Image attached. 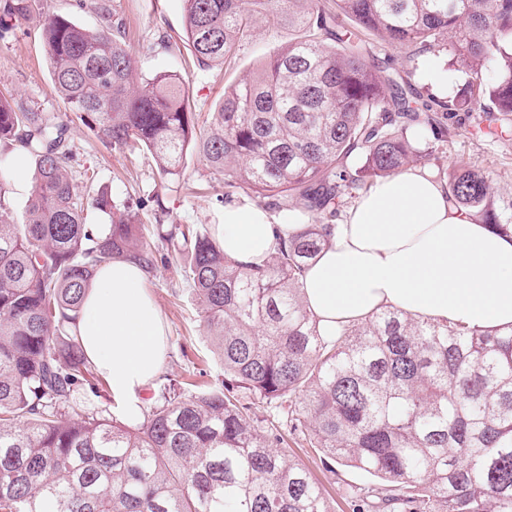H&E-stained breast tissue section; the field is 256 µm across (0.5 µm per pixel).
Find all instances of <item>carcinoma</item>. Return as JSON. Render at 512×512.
Returning <instances> with one entry per match:
<instances>
[{"instance_id":"carcinoma-1","label":"carcinoma","mask_w":512,"mask_h":512,"mask_svg":"<svg viewBox=\"0 0 512 512\" xmlns=\"http://www.w3.org/2000/svg\"><path fill=\"white\" fill-rule=\"evenodd\" d=\"M184 42L206 70L232 58L262 20L301 35L224 88L212 128L196 134L189 86L176 73L134 81L126 28L99 9L91 31L46 17L52 80L69 110L113 146L139 143L160 173L180 176L196 151L224 188L263 207L336 217L347 196L417 166L420 140L458 112L512 115V0H184ZM5 0L0 38L28 12ZM412 55L454 50L466 78L432 102L407 96L370 42ZM35 161L26 221L0 202V512H332L308 469L281 448L303 440L348 485L352 512H512V329H471L390 308L321 335L303 277L324 246L309 224L261 266L226 256L208 227L160 239L190 255L192 284L224 382L163 387L128 425L77 410L94 377L75 329L97 266L156 261L136 214L68 171V126L0 98V141ZM363 163L349 172L355 149ZM449 199L512 237V198L461 165ZM94 207L105 224H87ZM263 404L272 417L259 418Z\"/></svg>"}]
</instances>
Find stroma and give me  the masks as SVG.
<instances>
[{"label":"stroma","instance_id":"obj_1","mask_svg":"<svg viewBox=\"0 0 512 512\" xmlns=\"http://www.w3.org/2000/svg\"><path fill=\"white\" fill-rule=\"evenodd\" d=\"M29 13L13 23V32L0 39V96L25 108L47 112L69 127L73 159L69 164L80 191L104 188L115 204L136 208L145 234L156 226L171 229L186 224H220L224 221V178L215 173L198 154H188L179 180L171 181L159 171L152 155L142 147L115 148L89 129L56 92L51 65L42 39L44 20L49 14L70 17L81 26L99 27L97 12L86 0H29ZM125 23L126 44L137 77L149 78L162 71L178 72L190 85V104L198 118L197 134L209 130L211 114L232 81L248 78L259 61L269 58L289 39L287 29L258 26L243 41L230 64L209 70L194 67L187 49H168L163 36H178L184 29L182 0H111ZM380 64L408 81L422 100L434 93L421 73L426 57L409 59L406 51L378 44ZM449 135L430 140V156L422 168L452 169L460 164L475 165L491 172L497 197L512 196V136L499 139L485 132L487 122L480 112L457 113L448 119ZM35 164L16 141L0 143V198L8 216L22 223L29 192L19 191L17 178L34 181ZM155 266L145 274V286L164 322L168 355L161 383L193 379L214 384L224 369L211 350L207 325L184 275L185 260L167 249H159ZM288 453L304 462L322 488L335 512H351L345 498L344 480L365 481V474L347 469L335 479L327 467L307 454L302 441L289 438Z\"/></svg>","mask_w":512,"mask_h":512}]
</instances>
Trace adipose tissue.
<instances>
[{
    "label": "adipose tissue",
    "instance_id": "ef3b65f1",
    "mask_svg": "<svg viewBox=\"0 0 512 512\" xmlns=\"http://www.w3.org/2000/svg\"><path fill=\"white\" fill-rule=\"evenodd\" d=\"M292 210L273 223L252 199L224 204L215 234L227 256L259 264L279 238L299 231ZM303 279L304 300L323 335L390 306L413 316L482 329L512 326V238L456 206L423 169L372 184L342 212ZM77 329L84 352L125 415H140L138 391L163 371L161 313L133 260L102 263L83 299Z\"/></svg>",
    "mask_w": 512,
    "mask_h": 512
}]
</instances>
